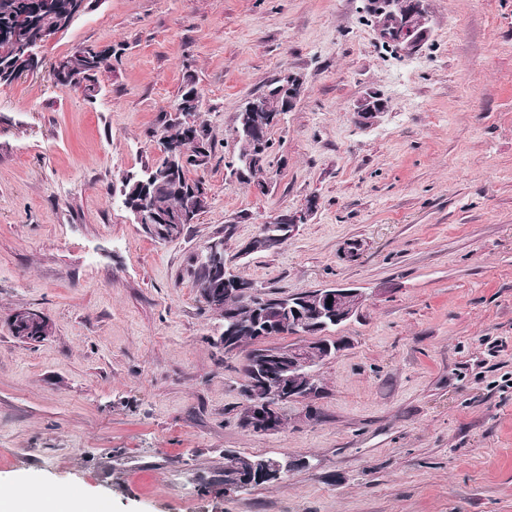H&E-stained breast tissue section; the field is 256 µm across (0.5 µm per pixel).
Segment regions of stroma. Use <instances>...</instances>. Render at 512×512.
I'll list each match as a JSON object with an SVG mask.
<instances>
[{"mask_svg": "<svg viewBox=\"0 0 512 512\" xmlns=\"http://www.w3.org/2000/svg\"><path fill=\"white\" fill-rule=\"evenodd\" d=\"M375 0H91L0 85V484L107 512H512V0H419L384 38ZM112 52L100 92L56 85L77 48ZM293 74L264 189L232 177L248 98ZM193 77L213 152L208 203L151 239L122 178L161 155L160 117ZM374 125L352 111L369 93ZM306 214L278 248L260 225ZM281 295L351 284L321 398L285 428L242 427L244 353L201 300L193 259ZM357 241L362 253L346 255ZM49 335L23 342L16 312ZM302 459L225 488L224 455ZM398 2L401 4L399 15H388L382 22V30L386 37L401 40L415 31L417 9L414 0H398ZM388 110V102L375 94L367 95L354 110V120L362 126L376 123ZM277 223L278 224H275V225L281 231V235H279V237L280 238H288L292 234V232L295 230V228L298 224V221L297 220H295V221L289 220L288 216H287L286 218L279 219ZM267 237L268 236L266 234V229L259 231L254 237H252L245 244V246L242 248V252L244 254H253V253H258L261 251L262 252L268 251V250L278 247L285 241L284 239H280V238H271V240L268 244ZM267 244H268V246H267ZM49 322L34 311H20L12 319L14 335L25 342L41 341L49 334Z\"/></svg>", "mask_w": 512, "mask_h": 512, "instance_id": "1", "label": "stroma"}]
</instances>
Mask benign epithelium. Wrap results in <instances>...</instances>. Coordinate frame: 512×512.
I'll return each instance as SVG.
<instances>
[{
  "mask_svg": "<svg viewBox=\"0 0 512 512\" xmlns=\"http://www.w3.org/2000/svg\"><path fill=\"white\" fill-rule=\"evenodd\" d=\"M401 4L399 14H390L382 22L385 36L401 40L411 35L416 28L417 9L415 0H398ZM302 90L299 77L288 75L273 80L262 96L273 98L281 103L280 111H289ZM388 110V102L375 94L367 95L354 110V120L362 126L376 123ZM248 159L243 164L256 170L265 165L267 152L260 140L248 137ZM136 223L144 226L152 235L164 241L180 235L182 225L165 224L152 208L139 203L131 209ZM363 302V294L349 285H336L327 288L308 290L288 302V311L292 312L296 334L304 340L285 349H270L260 342L269 338L277 328L275 321L282 306L281 297L268 295L259 301L257 313L261 317L263 328L258 330L259 347L251 351L250 358L256 364L257 377L265 382L272 381L277 391L272 398L256 397V381L245 380L242 386L244 406L240 415L243 427L263 434H274L281 430L282 406L302 404L316 397L320 392L318 382L319 367L333 356L332 347L325 339L326 325H317L321 318H328L335 324H342L358 313ZM229 325L224 330V348L234 353L238 351V321L230 313L224 314ZM14 335L25 341H41L49 334V322L34 311H20L12 319ZM295 465V461L286 457H268L260 460L244 458L238 465V473L230 483L233 488H248L255 480L272 472L282 478Z\"/></svg>",
  "mask_w": 512,
  "mask_h": 512,
  "instance_id": "obj_1",
  "label": "benign epithelium"
}]
</instances>
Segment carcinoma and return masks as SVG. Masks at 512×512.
<instances>
[{
  "label": "carcinoma",
  "mask_w": 512,
  "mask_h": 512,
  "mask_svg": "<svg viewBox=\"0 0 512 512\" xmlns=\"http://www.w3.org/2000/svg\"><path fill=\"white\" fill-rule=\"evenodd\" d=\"M72 22V0H0V84H10L26 72L38 68L40 46L35 43L39 37L46 39L67 29ZM111 52L94 46H84L62 57V70L53 72L57 84L69 88L75 84L89 100L99 93L98 74L108 68ZM267 109L254 113L255 120L262 124V130L270 133L272 113L278 111V103L266 99ZM196 126L195 133L207 140V151L199 152L186 125ZM187 122L186 115L168 118L163 122L162 145H177L184 150L185 160L178 163V172L170 180L159 179L153 186L151 204L162 214L174 216L184 213L188 216L182 231L196 223L197 217L207 205V195L199 180L190 178V169L206 165L212 154V140L208 127L197 121ZM229 276V273L222 274ZM221 274L206 262H197L194 269L196 287L203 302ZM241 282L240 292L224 297V304L237 310L245 322L238 332L239 348L250 345L254 335L246 326L251 316L255 299L266 295L253 282L237 278Z\"/></svg>",
  "instance_id": "carcinoma-1"
}]
</instances>
